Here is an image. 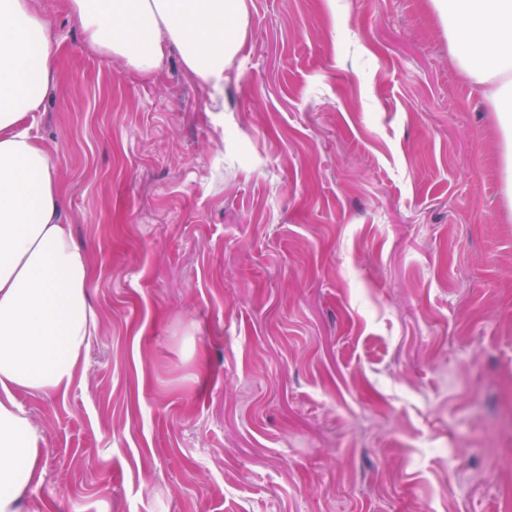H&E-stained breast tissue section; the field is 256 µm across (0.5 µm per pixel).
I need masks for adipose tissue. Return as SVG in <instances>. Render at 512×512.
<instances>
[{"mask_svg":"<svg viewBox=\"0 0 512 512\" xmlns=\"http://www.w3.org/2000/svg\"><path fill=\"white\" fill-rule=\"evenodd\" d=\"M453 62L492 112L512 204V0H430ZM89 45L153 77L170 50L210 90L246 45L247 0H68ZM58 39L32 0H0V512H24L42 480L44 437L17 401L63 394L99 329L93 276L62 216L56 161L32 128L56 76Z\"/></svg>","mask_w":512,"mask_h":512,"instance_id":"adipose-tissue-1","label":"adipose tissue"}]
</instances>
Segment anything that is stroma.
I'll list each match as a JSON object with an SVG mask.
<instances>
[{
	"mask_svg": "<svg viewBox=\"0 0 512 512\" xmlns=\"http://www.w3.org/2000/svg\"><path fill=\"white\" fill-rule=\"evenodd\" d=\"M36 132L99 320L38 512H512V207L429 0H249L222 103L66 0Z\"/></svg>",
	"mask_w": 512,
	"mask_h": 512,
	"instance_id": "stroma-1",
	"label": "stroma"
}]
</instances>
